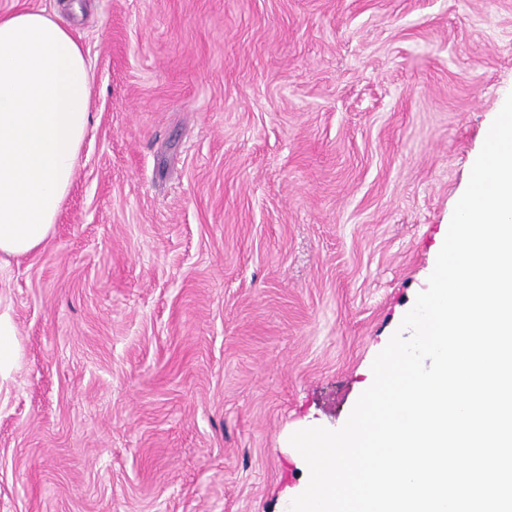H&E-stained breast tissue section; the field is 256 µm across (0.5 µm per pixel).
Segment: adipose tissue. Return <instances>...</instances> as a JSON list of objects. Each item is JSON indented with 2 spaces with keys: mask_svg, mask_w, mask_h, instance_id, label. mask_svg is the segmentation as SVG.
I'll return each mask as SVG.
<instances>
[{
  "mask_svg": "<svg viewBox=\"0 0 512 512\" xmlns=\"http://www.w3.org/2000/svg\"><path fill=\"white\" fill-rule=\"evenodd\" d=\"M90 69L61 16H0V265L39 250L89 125Z\"/></svg>",
  "mask_w": 512,
  "mask_h": 512,
  "instance_id": "ef3b65f1",
  "label": "adipose tissue"
}]
</instances>
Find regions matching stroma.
<instances>
[{
  "label": "stroma",
  "instance_id": "35a3bbf8",
  "mask_svg": "<svg viewBox=\"0 0 512 512\" xmlns=\"http://www.w3.org/2000/svg\"><path fill=\"white\" fill-rule=\"evenodd\" d=\"M91 124L0 267V512H286L426 288L512 0H80ZM16 325L9 313L0 312V384L10 378L19 358Z\"/></svg>",
  "mask_w": 512,
  "mask_h": 512
}]
</instances>
